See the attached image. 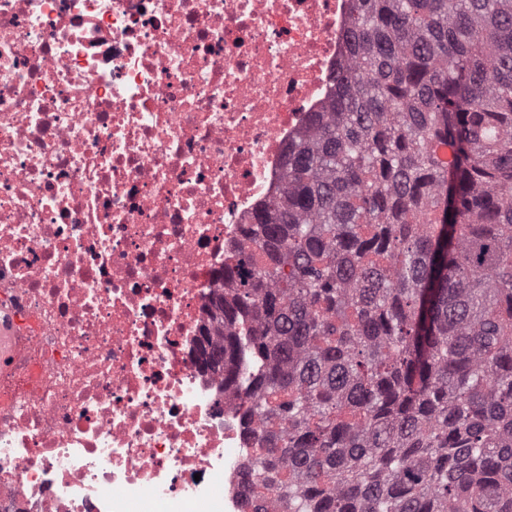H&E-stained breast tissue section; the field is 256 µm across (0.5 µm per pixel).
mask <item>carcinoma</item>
I'll list each match as a JSON object with an SVG mask.
<instances>
[{
  "label": "carcinoma",
  "mask_w": 512,
  "mask_h": 512,
  "mask_svg": "<svg viewBox=\"0 0 512 512\" xmlns=\"http://www.w3.org/2000/svg\"><path fill=\"white\" fill-rule=\"evenodd\" d=\"M333 81L211 314L254 512H512V0H352Z\"/></svg>",
  "instance_id": "1"
}]
</instances>
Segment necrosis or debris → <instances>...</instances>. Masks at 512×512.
Returning a JSON list of instances; mask_svg holds the SVG:
<instances>
[{
    "label": "necrosis or debris",
    "mask_w": 512,
    "mask_h": 512,
    "mask_svg": "<svg viewBox=\"0 0 512 512\" xmlns=\"http://www.w3.org/2000/svg\"><path fill=\"white\" fill-rule=\"evenodd\" d=\"M351 0H0V512H253L229 255L326 111ZM12 320L0 315V368L7 369L17 356V348L12 341Z\"/></svg>",
    "instance_id": "1"
}]
</instances>
